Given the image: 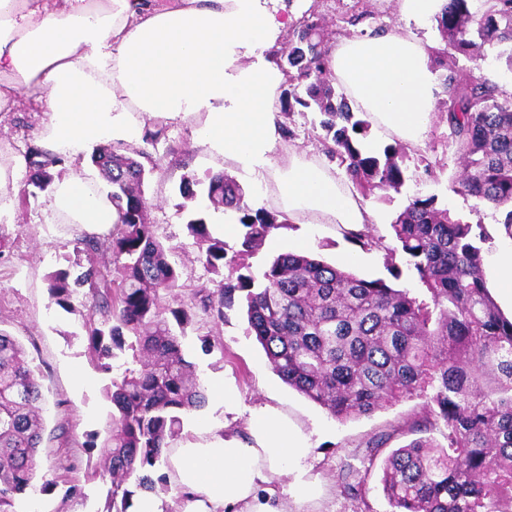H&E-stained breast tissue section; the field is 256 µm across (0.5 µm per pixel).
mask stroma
I'll list each match as a JSON object with an SVG mask.
<instances>
[{
	"label": "stroma",
	"mask_w": 512,
	"mask_h": 512,
	"mask_svg": "<svg viewBox=\"0 0 512 512\" xmlns=\"http://www.w3.org/2000/svg\"><path fill=\"white\" fill-rule=\"evenodd\" d=\"M352 0H276L278 10L299 16L315 8L332 38L346 37L342 16ZM505 46H485L481 56L460 59L461 73L491 82L512 80ZM40 109L29 100L21 101L10 112H0V157L32 153L39 150L42 138ZM318 118L313 112L282 115L281 136L273 153L276 165L288 163L289 151L302 160L326 162L324 147L318 140ZM149 129H163L154 146L143 140L115 143L114 148L130 156L144 153L146 170L144 192L148 201L147 220L156 238L168 247V257L180 272L176 294L182 302L194 304L199 290H215L219 275L199 258V245L187 229L190 205L179 191L187 180L205 181L208 174L226 172L246 191L252 209L278 210L270 177H256L215 161L200 143L190 122H149ZM426 155L436 168L434 175L418 167V155ZM406 160V184L402 193L375 191L367 199L374 222L371 231L381 239V246L360 250L345 236L338 224H296L284 231L289 245L308 243L309 251L319 259L337 264L342 255L360 253L362 260L354 266L363 278L387 276V249L392 246L390 223L413 195L436 196L439 206L448 208L453 219L469 224H484L490 237L482 245L484 258H491L507 243L501 230L502 215L454 192L453 186L462 168L456 144L448 137L442 119H434L426 134L424 150H409ZM20 191L12 198L11 215L0 221V329L15 336L25 347L36 367L45 395L43 417L47 431L37 455V471L54 475L58 485L44 494L32 489L26 499L30 512H100L107 489L88 479V466L95 463L99 451L88 448L91 433L103 431L112 412L105 388L113 375L121 374L130 352L118 353L112 373L102 372L88 353V323H101L102 314L82 318L90 301L74 296L73 311L56 305L48 293L49 273L66 267L89 231L79 224L56 222L49 207L48 191L33 190L27 174H20ZM210 349H203V341ZM183 353L194 364L202 385L220 379L232 394V406L220 409L206 405L204 414L214 422L241 429L248 425L255 407L282 401L289 416L309 435L313 454L309 460L313 478L320 481L323 496L315 512H391L384 498L380 476L383 461L375 459L370 467L367 492L356 497L345 487L350 468L360 466L370 438L390 434L389 448L407 444L409 435L402 429L420 412L425 400L405 398L384 405L373 413L347 420L332 417L326 410L291 389L272 372L266 355L250 331L241 308L226 311L224 319L197 312L186 327L182 339ZM78 486L82 495L68 497L70 486Z\"/></svg>",
	"instance_id": "stroma-1"
}]
</instances>
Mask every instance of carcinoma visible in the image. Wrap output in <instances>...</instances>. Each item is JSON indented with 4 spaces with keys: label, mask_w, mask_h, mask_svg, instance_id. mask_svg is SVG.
Masks as SVG:
<instances>
[{
    "label": "carcinoma",
    "mask_w": 512,
    "mask_h": 512,
    "mask_svg": "<svg viewBox=\"0 0 512 512\" xmlns=\"http://www.w3.org/2000/svg\"><path fill=\"white\" fill-rule=\"evenodd\" d=\"M472 2L448 0L439 17L445 47L434 50L432 64L444 89L441 117L463 163L458 191L504 210L501 225L512 237V94L456 70L457 56L472 60L486 43L512 47V0H489L482 12ZM318 20L306 12L288 32L277 61L291 86L284 108L319 114L327 156L358 193H398L405 147L369 146V122L327 75ZM91 161L111 186L107 197L117 221L107 237L83 239L84 252L111 254L113 268L76 260L77 274H49L48 291L69 309L86 288L91 311L112 315L113 324L91 331L90 352L102 370H112L115 351L127 348L140 365L112 380V414L88 444L102 448L88 478L110 484L101 512H128L132 476L137 488L156 491L145 471L161 463L163 449L181 434L183 414L204 407L206 396L165 316L184 328L195 313L162 304L178 288L179 274L146 219L144 167L111 149ZM57 163L34 153L30 184L45 189ZM206 195L211 207L237 215L243 235L241 249L229 257L203 217L188 222L200 259L222 276L217 290L200 298L205 311L222 320L224 310L241 305L273 372L339 420L403 398H427L411 430H437L443 442L418 437L387 455L380 483L393 512H512V320L486 286L484 225L453 219L433 196H415L397 212L391 222L397 246L388 249L386 268L399 279L402 269L391 259L401 254L421 284L418 295L294 252L275 257L258 279L248 259L267 237L290 228L287 218L252 209L243 187L223 172L209 175ZM349 239L363 249L378 245L367 224ZM41 400L25 347L0 330V512H15L32 487ZM349 476L348 490L364 497L368 471L352 469Z\"/></svg>",
    "instance_id": "carcinoma-1"
}]
</instances>
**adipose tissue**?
<instances>
[{
  "label": "adipose tissue",
  "instance_id": "adipose-tissue-1",
  "mask_svg": "<svg viewBox=\"0 0 512 512\" xmlns=\"http://www.w3.org/2000/svg\"><path fill=\"white\" fill-rule=\"evenodd\" d=\"M267 0H0V112L34 99L45 148L75 159L104 141L139 139L150 119H195L211 154L249 174L269 170L283 209L311 224L369 223L347 177L289 152L276 168L275 108L283 75L264 56L293 17ZM446 0H397L402 26L327 46V69L372 128L415 148L440 91L426 44L412 32ZM51 210L69 224L108 228L117 215L89 174L50 185ZM309 437L280 405L252 411L245 432L198 421L167 449L163 469L175 512H288L316 502Z\"/></svg>",
  "mask_w": 512,
  "mask_h": 512
}]
</instances>
